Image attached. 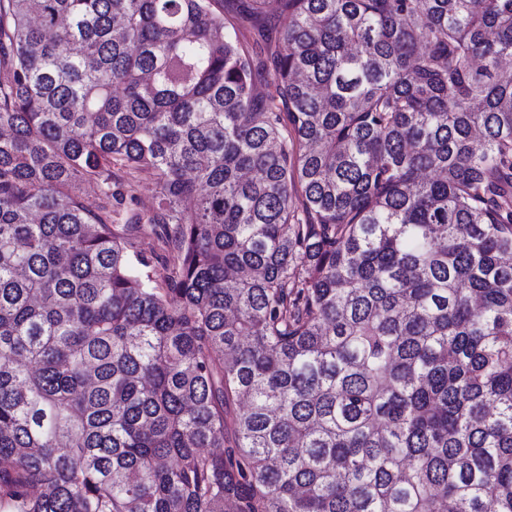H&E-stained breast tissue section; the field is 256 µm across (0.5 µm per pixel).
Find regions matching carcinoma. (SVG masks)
<instances>
[{
    "mask_svg": "<svg viewBox=\"0 0 512 512\" xmlns=\"http://www.w3.org/2000/svg\"><path fill=\"white\" fill-rule=\"evenodd\" d=\"M276 2L0 0V512H512V0ZM135 199L130 202L127 198L125 205L129 208L142 213H150L156 206V189L154 185L147 181L140 183L137 190L134 192Z\"/></svg>",
    "mask_w": 512,
    "mask_h": 512,
    "instance_id": "carcinoma-1",
    "label": "carcinoma"
}]
</instances>
